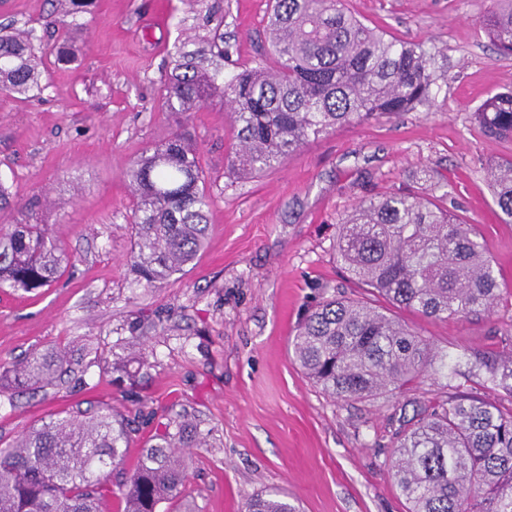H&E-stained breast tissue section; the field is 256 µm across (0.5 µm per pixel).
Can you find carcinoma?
I'll list each match as a JSON object with an SVG mask.
<instances>
[{
    "label": "carcinoma",
    "mask_w": 512,
    "mask_h": 512,
    "mask_svg": "<svg viewBox=\"0 0 512 512\" xmlns=\"http://www.w3.org/2000/svg\"><path fill=\"white\" fill-rule=\"evenodd\" d=\"M271 62L224 73V35L208 53L178 48L162 87V107L187 118L214 101L231 106L238 149L231 168L260 175L335 129L377 115L416 112L433 103L446 56L421 42L395 39L352 14L343 0H269ZM93 0H54L62 42L35 47L32 33L0 28V92L31 100L46 86L45 61L75 58L66 35L80 29ZM489 33L512 55V0H493ZM484 131L512 139V88L474 112ZM134 237L127 264L152 288L192 263L208 236L211 200L196 148L174 133L129 170ZM495 204L512 223V155L490 166ZM0 287L34 290L54 281L69 256L49 227L0 181ZM336 255L351 280L390 307L435 319L489 315L500 283L475 225L414 191L360 201L338 225ZM390 307L331 297L298 326L296 362L327 396L361 401L391 394L424 373H453L433 344L397 320ZM60 351L31 355L3 369L14 391L48 386L64 371ZM492 384L512 395V356L478 360ZM142 449L124 512H158L178 500L186 480L179 448L201 441L178 421ZM392 472L408 512H512V412L453 394L413 409L395 432ZM129 435L109 407L57 415L0 448V512H104L112 466L123 461ZM245 512H297L267 493Z\"/></svg>",
    "instance_id": "1"
}]
</instances>
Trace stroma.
Returning <instances> with one entry per match:
<instances>
[{"instance_id":"1","label":"stroma","mask_w":512,"mask_h":512,"mask_svg":"<svg viewBox=\"0 0 512 512\" xmlns=\"http://www.w3.org/2000/svg\"><path fill=\"white\" fill-rule=\"evenodd\" d=\"M167 21L151 26L157 6ZM397 38L443 50L448 82L430 108L376 117L310 141L261 176L232 173L231 112L221 100L187 121L163 110L178 46L221 31L225 70L268 58L267 0H96L76 33V61L48 64L50 87L29 102L0 94V181L38 210L71 263L52 286L0 288V365L65 350L57 382L0 392V448L61 412L106 404L130 431L108 480L109 512L142 446L187 419L207 432L187 449L181 498L160 512H244L280 491L301 512H407L391 472L392 416L406 402L446 396L422 375L396 395L340 402L307 379L288 341L310 307L345 295L374 300L336 259L338 226L360 200L411 189L476 225L501 285L492 315L402 323L449 356L512 355V223L492 199L488 166L512 140L485 135L473 112L512 87V56L482 22L492 0H347ZM61 34L50 0H0V25ZM195 145L212 198L194 262L156 288L137 284L127 171L174 132Z\"/></svg>"}]
</instances>
